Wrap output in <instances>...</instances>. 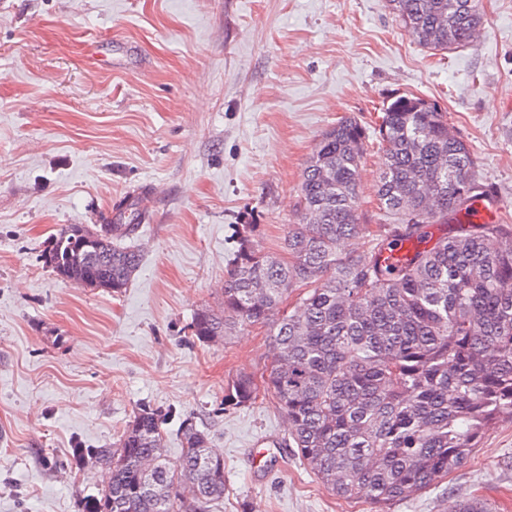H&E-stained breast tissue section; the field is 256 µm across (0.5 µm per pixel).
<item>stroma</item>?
I'll list each match as a JSON object with an SVG mask.
<instances>
[{
	"label": "stroma",
	"mask_w": 512,
	"mask_h": 512,
	"mask_svg": "<svg viewBox=\"0 0 512 512\" xmlns=\"http://www.w3.org/2000/svg\"><path fill=\"white\" fill-rule=\"evenodd\" d=\"M479 43L432 53L386 0H0V512H79L107 483L76 448H109L143 404L171 409L169 460L192 418L224 460L213 512H375L323 487L271 399L225 410L260 372L266 331L192 337L220 309L243 225L278 251L304 164L351 117L374 129L398 95L437 103L512 221V0H482ZM369 141L364 224H384ZM134 207L141 261L121 294L60 279L42 254L68 224ZM512 512V424L468 466L390 512Z\"/></svg>",
	"instance_id": "stroma-1"
}]
</instances>
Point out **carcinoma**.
I'll return each mask as SVG.
<instances>
[{
    "label": "carcinoma",
    "mask_w": 512,
    "mask_h": 512,
    "mask_svg": "<svg viewBox=\"0 0 512 512\" xmlns=\"http://www.w3.org/2000/svg\"><path fill=\"white\" fill-rule=\"evenodd\" d=\"M387 5L433 51L468 45L483 21L481 0ZM378 134V201L391 223L359 221L367 131L346 118L304 165L302 223L289 226L284 256L264 252L256 225H244L222 310L198 309L190 330L209 343L239 326L267 328L270 364L258 377L228 380L224 409L272 398L288 423L286 446L319 482L387 512L466 467L491 426L512 422V224L462 221L475 200L494 192L436 104L393 98ZM135 229L68 224L51 237L44 262L67 281L80 263L89 286L118 294L140 262L118 241ZM364 235L372 237L368 254L349 251ZM165 417L140 407L113 447L73 449L78 467L112 454L108 485L85 499L82 512H212L224 498V462L190 418L181 424V456L170 462Z\"/></svg>",
    "instance_id": "obj_1"
}]
</instances>
